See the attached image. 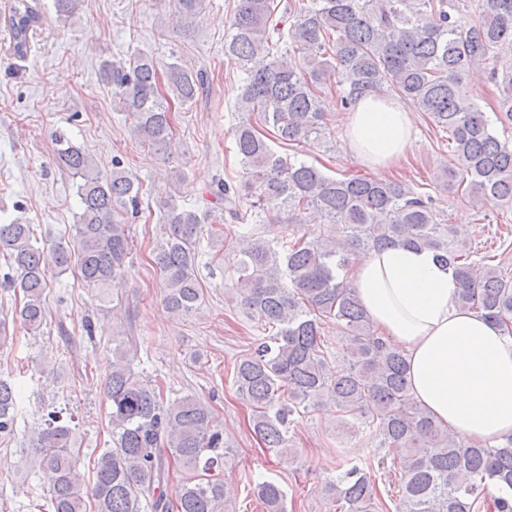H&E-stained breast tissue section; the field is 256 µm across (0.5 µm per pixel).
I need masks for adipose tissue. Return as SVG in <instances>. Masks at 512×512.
Segmentation results:
<instances>
[{"label":"adipose tissue","instance_id":"1","mask_svg":"<svg viewBox=\"0 0 512 512\" xmlns=\"http://www.w3.org/2000/svg\"><path fill=\"white\" fill-rule=\"evenodd\" d=\"M343 130L345 152L377 177L415 142L411 112L373 92L358 98ZM347 282L377 332L403 351L411 392L437 422L468 443L512 437V336L456 304L452 272L432 251L362 254Z\"/></svg>","mask_w":512,"mask_h":512}]
</instances>
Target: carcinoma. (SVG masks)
I'll return each mask as SVG.
<instances>
[{"instance_id":"obj_1","label":"carcinoma","mask_w":512,"mask_h":512,"mask_svg":"<svg viewBox=\"0 0 512 512\" xmlns=\"http://www.w3.org/2000/svg\"><path fill=\"white\" fill-rule=\"evenodd\" d=\"M204 0H177L179 21L193 22ZM235 0L224 57L243 74L235 107L257 114L234 130L243 181L221 185L226 208L241 224H304L317 215L334 230L286 234L272 241L243 233L233 271L247 314L260 328L252 352L234 364L237 393L251 407V425L264 446L288 449V425L300 410L332 402L343 419L357 421L377 450L401 465L397 512H512V438L494 446L460 441L413 398L402 351L378 336L345 275L357 256L398 245L426 248L452 270L456 303L474 310L512 335V277L469 260L461 229L437 217L429 196L388 180L326 175L313 164L279 154L326 130L328 92L323 79L338 77L344 106L366 92L388 93L428 113L448 133L455 164L442 171L448 185L465 186L478 203L512 201V143L462 93L471 69L490 68L498 120L512 125V72L498 74L493 59L512 50V0ZM10 49L25 58L43 14L32 0H12L7 18ZM101 75L131 132L158 152L173 135L172 112L192 103L205 84L202 71L171 62L159 70L154 57L135 54L127 63L104 61ZM270 127L269 138L258 126ZM56 163L77 183L80 213L75 245L46 251L32 243V224H0V255L12 272L5 286L23 295L16 312L27 330L46 316L48 273L76 267L88 285L107 288L124 277L132 252L129 226L121 216L140 212V185L112 161V172L68 134L52 132ZM252 198L241 212L237 199ZM165 235L153 263L164 288L163 302L176 314L200 304L196 275L205 217L171 195L158 203ZM343 334L342 359L329 360L324 325ZM135 339L112 347L105 396L110 404L112 446L94 461L92 487L78 471L77 427L63 410L47 413L31 430L34 465L53 473L48 512H228L220 478L226 448L213 414L193 395L166 400L134 369ZM17 418L12 385L0 379V437L14 434ZM374 456L340 464L326 488L336 512H383ZM190 476L175 497L167 487L173 467ZM494 487L499 496L488 495ZM254 491L266 512H286L279 484L264 480Z\"/></svg>"}]
</instances>
